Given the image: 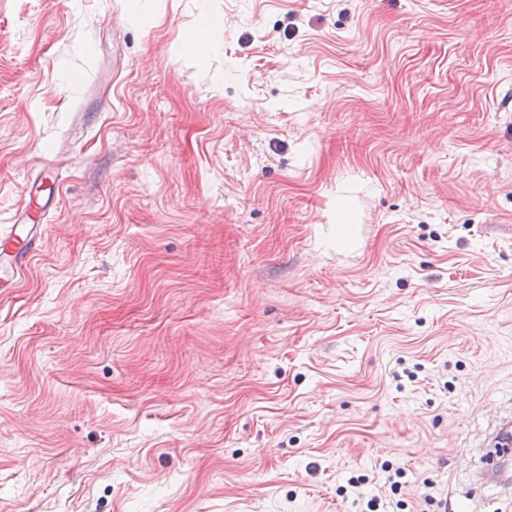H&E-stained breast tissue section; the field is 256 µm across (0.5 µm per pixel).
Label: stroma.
Here are the masks:
<instances>
[{"mask_svg":"<svg viewBox=\"0 0 512 512\" xmlns=\"http://www.w3.org/2000/svg\"><path fill=\"white\" fill-rule=\"evenodd\" d=\"M46 169L0 512H497L512 0H0V232Z\"/></svg>","mask_w":512,"mask_h":512,"instance_id":"35a3bbf8","label":"stroma"}]
</instances>
